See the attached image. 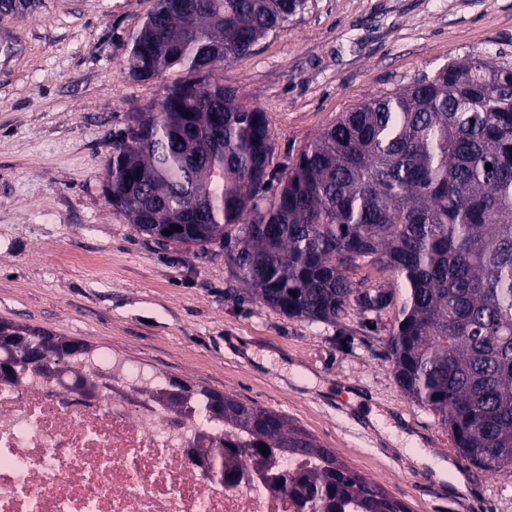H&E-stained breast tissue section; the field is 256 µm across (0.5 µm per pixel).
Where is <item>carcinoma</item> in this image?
Segmentation results:
<instances>
[{
    "mask_svg": "<svg viewBox=\"0 0 512 512\" xmlns=\"http://www.w3.org/2000/svg\"><path fill=\"white\" fill-rule=\"evenodd\" d=\"M305 2L157 0L132 37L130 73L183 76L115 145L103 173L108 200L165 245L224 247L248 295L287 317L334 322L352 304L380 310L388 293L357 287L351 274L368 264L393 272L407 290L387 339L397 384L440 416L460 457L512 469V67L455 61L345 113L262 203L269 117L215 71ZM41 5L0 0V15L26 18ZM48 335L0 320V371L67 370L78 391L107 385L74 364L94 354L83 340L56 335L50 364H33L35 342ZM182 384L179 402L166 388L149 396L178 412L202 406L247 436L263 465L301 459L275 481L312 512H407L283 415L230 395L217 405L212 390ZM202 453L228 481L246 462L243 448Z\"/></svg>",
    "mask_w": 512,
    "mask_h": 512,
    "instance_id": "1",
    "label": "carcinoma"
}]
</instances>
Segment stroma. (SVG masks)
Segmentation results:
<instances>
[{"mask_svg":"<svg viewBox=\"0 0 512 512\" xmlns=\"http://www.w3.org/2000/svg\"><path fill=\"white\" fill-rule=\"evenodd\" d=\"M157 0H45L0 18V319L286 416L409 512H512V470L464 460L439 417L395 381L387 339L405 290L371 266L378 312L290 318L244 294L224 248L163 246L109 203L103 172L135 113L176 72L129 73L131 36ZM512 64V0H306L225 87L262 108L274 179L346 112L465 58ZM448 460L437 479L405 439Z\"/></svg>","mask_w":512,"mask_h":512,"instance_id":"35a3bbf8","label":"stroma"}]
</instances>
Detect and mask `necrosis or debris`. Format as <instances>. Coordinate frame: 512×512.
I'll return each instance as SVG.
<instances>
[{
	"label": "necrosis or debris",
	"instance_id": "obj_1",
	"mask_svg": "<svg viewBox=\"0 0 512 512\" xmlns=\"http://www.w3.org/2000/svg\"><path fill=\"white\" fill-rule=\"evenodd\" d=\"M93 371L110 388L66 391L67 380L25 374L0 380V512H309L257 461L236 482L209 476L193 448L243 445L200 406L182 414L131 397L164 386L109 356Z\"/></svg>",
	"mask_w": 512,
	"mask_h": 512
}]
</instances>
